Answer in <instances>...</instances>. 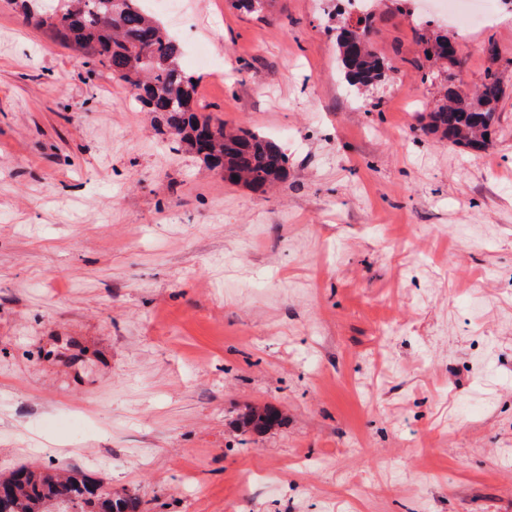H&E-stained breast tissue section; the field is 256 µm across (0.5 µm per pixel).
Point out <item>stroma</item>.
I'll list each match as a JSON object with an SVG mask.
<instances>
[{"mask_svg":"<svg viewBox=\"0 0 512 512\" xmlns=\"http://www.w3.org/2000/svg\"><path fill=\"white\" fill-rule=\"evenodd\" d=\"M377 2L388 70L359 90L339 0H184L207 112L288 155L258 195L0 0V476L76 472L146 512H512V11L433 25L466 88L503 60L476 153L421 134L443 81ZM264 405L282 424L241 433Z\"/></svg>","mask_w":512,"mask_h":512,"instance_id":"35a3bbf8","label":"stroma"}]
</instances>
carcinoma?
<instances>
[{
	"instance_id": "carcinoma-1",
	"label": "carcinoma",
	"mask_w": 512,
	"mask_h": 512,
	"mask_svg": "<svg viewBox=\"0 0 512 512\" xmlns=\"http://www.w3.org/2000/svg\"><path fill=\"white\" fill-rule=\"evenodd\" d=\"M7 0L29 23L52 30L68 48L82 52L86 64L112 69L141 108L153 114L157 134L170 139L174 151L202 159L207 169L224 174V182L264 194L288 178V155L282 147L248 129H232L202 113L196 76L180 65L181 50L160 23L137 0ZM419 38L427 58L448 67L442 51L447 36L423 27ZM337 49L347 82L367 87L379 80L385 58L367 42L344 31ZM505 89L498 71L486 68L481 87L466 94L443 92L433 109L421 115L420 130L452 145L485 151L499 125ZM281 421L271 407H251L239 419L245 432L262 433ZM134 494L114 493L101 483L44 472L27 466L0 478V512H143Z\"/></svg>"
}]
</instances>
